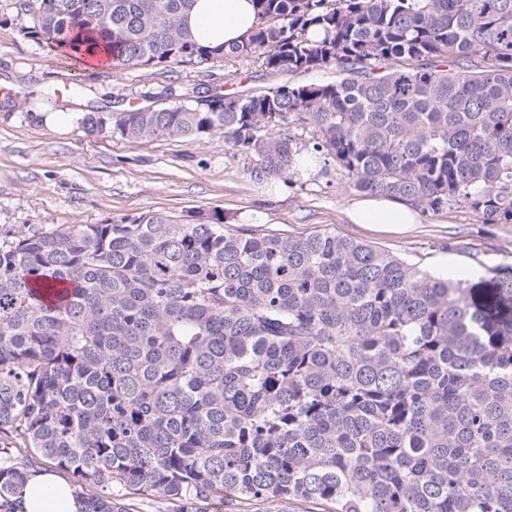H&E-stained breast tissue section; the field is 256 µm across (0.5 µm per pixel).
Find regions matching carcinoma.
<instances>
[{"label":"carcinoma","mask_w":512,"mask_h":512,"mask_svg":"<svg viewBox=\"0 0 512 512\" xmlns=\"http://www.w3.org/2000/svg\"><path fill=\"white\" fill-rule=\"evenodd\" d=\"M210 49L194 0H19L52 52L167 68L257 56L328 72L116 113L131 142L213 133L260 172L302 151L424 215L512 222V0H253ZM45 459L84 512H512V278L433 276L334 232L141 214L0 239V512Z\"/></svg>","instance_id":"obj_1"}]
</instances>
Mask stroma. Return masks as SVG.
Segmentation results:
<instances>
[{"label":"stroma","instance_id":"35a3bbf8","mask_svg":"<svg viewBox=\"0 0 512 512\" xmlns=\"http://www.w3.org/2000/svg\"><path fill=\"white\" fill-rule=\"evenodd\" d=\"M17 0H0V238L61 225L102 224L145 213L186 223L220 212L226 223L261 233L307 236L330 231L366 242L438 277L462 269L481 278L512 276V223L489 224L455 205L424 216L404 233L348 223L357 198L335 163L297 173L261 174L257 156L229 149L222 133L187 143L161 137L138 143L90 134L79 117L152 104L166 87H218L231 93L270 86L259 60L115 67L76 75L58 55L24 37ZM53 96L50 110L25 106L28 92ZM60 116L45 123L46 112Z\"/></svg>","mask_w":512,"mask_h":512}]
</instances>
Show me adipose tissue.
Wrapping results in <instances>:
<instances>
[{
  "mask_svg": "<svg viewBox=\"0 0 512 512\" xmlns=\"http://www.w3.org/2000/svg\"><path fill=\"white\" fill-rule=\"evenodd\" d=\"M257 23L252 0H195L185 19L193 38L214 48L245 39ZM349 223L377 232L401 233L418 223L420 212L405 202L366 196L345 209ZM17 512H81L71 484L54 470L34 473L14 497Z\"/></svg>",
  "mask_w": 512,
  "mask_h": 512,
  "instance_id": "ef3b65f1",
  "label": "adipose tissue"
}]
</instances>
